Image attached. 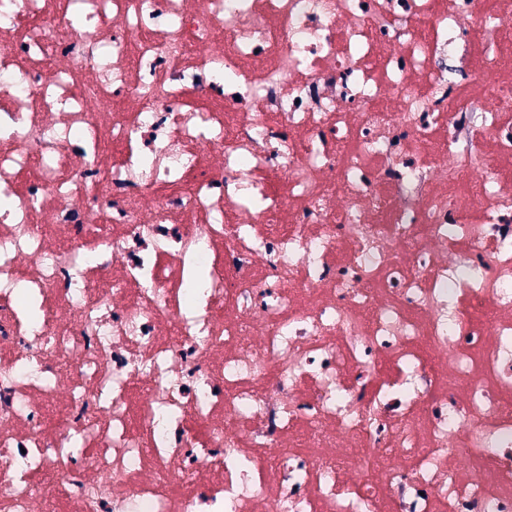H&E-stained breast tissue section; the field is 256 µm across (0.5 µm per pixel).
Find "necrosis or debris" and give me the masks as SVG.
Instances as JSON below:
<instances>
[{
	"label": "necrosis or debris",
	"mask_w": 512,
	"mask_h": 512,
	"mask_svg": "<svg viewBox=\"0 0 512 512\" xmlns=\"http://www.w3.org/2000/svg\"><path fill=\"white\" fill-rule=\"evenodd\" d=\"M512 0H0V512H512Z\"/></svg>",
	"instance_id": "obj_1"
}]
</instances>
